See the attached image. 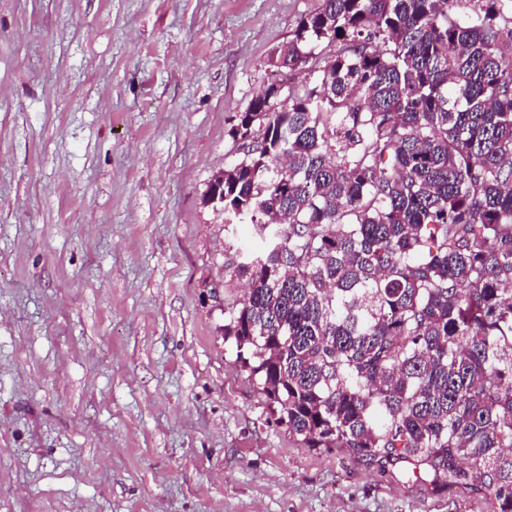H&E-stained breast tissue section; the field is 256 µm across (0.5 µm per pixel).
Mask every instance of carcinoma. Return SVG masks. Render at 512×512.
<instances>
[{
    "mask_svg": "<svg viewBox=\"0 0 512 512\" xmlns=\"http://www.w3.org/2000/svg\"><path fill=\"white\" fill-rule=\"evenodd\" d=\"M343 48L320 57L323 43ZM229 134L236 348L305 448L512 512V0H320Z\"/></svg>",
    "mask_w": 512,
    "mask_h": 512,
    "instance_id": "carcinoma-1",
    "label": "carcinoma"
}]
</instances>
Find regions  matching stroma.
I'll return each mask as SVG.
<instances>
[{"label": "stroma", "instance_id": "1", "mask_svg": "<svg viewBox=\"0 0 512 512\" xmlns=\"http://www.w3.org/2000/svg\"><path fill=\"white\" fill-rule=\"evenodd\" d=\"M319 0H0V512H496L305 448L224 340L204 202Z\"/></svg>", "mask_w": 512, "mask_h": 512}]
</instances>
